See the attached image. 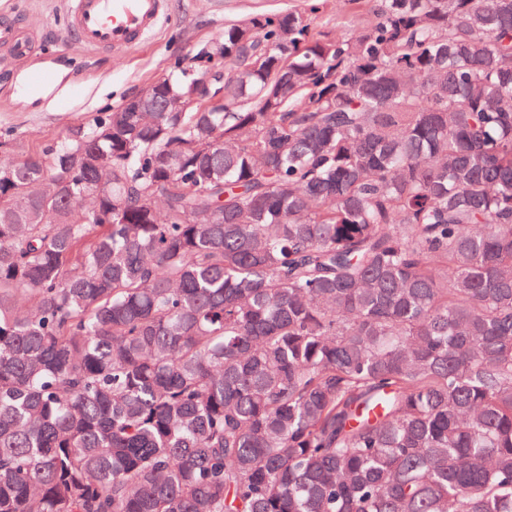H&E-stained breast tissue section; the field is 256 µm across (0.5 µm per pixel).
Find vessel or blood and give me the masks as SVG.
<instances>
[{
  "instance_id": "obj_1",
  "label": "vessel or blood",
  "mask_w": 512,
  "mask_h": 512,
  "mask_svg": "<svg viewBox=\"0 0 512 512\" xmlns=\"http://www.w3.org/2000/svg\"><path fill=\"white\" fill-rule=\"evenodd\" d=\"M164 15V0H71L62 26L76 45L122 55L156 32ZM33 51L23 29L0 26V61L10 65L17 89L27 94L40 93L51 82L49 69L32 63Z\"/></svg>"
}]
</instances>
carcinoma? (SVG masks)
Returning <instances> with one entry per match:
<instances>
[{"label": "carcinoma", "instance_id": "cac0c4a2", "mask_svg": "<svg viewBox=\"0 0 512 512\" xmlns=\"http://www.w3.org/2000/svg\"><path fill=\"white\" fill-rule=\"evenodd\" d=\"M320 8L0 161V512H512V0ZM323 8L316 14L314 26L331 36L348 38L366 28L371 22L370 13L365 10L350 12L336 0H323Z\"/></svg>", "mask_w": 512, "mask_h": 512}]
</instances>
